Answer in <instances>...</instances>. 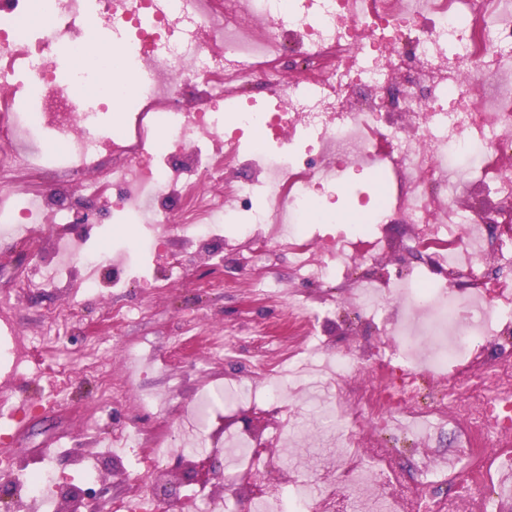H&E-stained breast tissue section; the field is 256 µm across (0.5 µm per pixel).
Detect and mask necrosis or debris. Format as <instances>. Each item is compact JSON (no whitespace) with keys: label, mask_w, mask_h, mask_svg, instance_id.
<instances>
[{"label":"necrosis or debris","mask_w":512,"mask_h":512,"mask_svg":"<svg viewBox=\"0 0 512 512\" xmlns=\"http://www.w3.org/2000/svg\"><path fill=\"white\" fill-rule=\"evenodd\" d=\"M49 20L28 25L32 0H0V239L23 242L31 261L0 250V275L21 288L93 292L136 282L160 290L182 267L183 251H288L296 273L336 285L382 331L378 347L332 351L316 323L330 303L318 298L255 329L277 354L270 371L253 367L223 381L226 411L275 414L272 451L244 430L225 427L212 397L193 400L177 386L144 391L95 368L99 401L90 429L111 427V445L78 456L70 477L51 460L27 466L0 458L13 474L19 506L55 512L67 487L82 500L103 464L121 460L129 477L106 512H159L150 480L187 445L225 460L223 493L189 488L177 512H333L340 492H356L357 512H512V0H46ZM274 20L247 26L245 14ZM127 49L133 105L112 126L99 115L113 103L78 87L94 70L52 80L59 44L86 46L87 16ZM470 78H463V66ZM293 79H285L287 71ZM198 101L186 111L184 94ZM93 170L85 199L135 227L134 254L98 263L93 225L67 227L47 177L66 185ZM359 223L314 217L315 193L335 195L351 172ZM502 202L497 224L457 198L471 187ZM411 232L421 269L358 277L355 267L385 251L392 216ZM74 317L71 305L46 309L50 332L10 335L0 358L34 365L53 385L71 363L44 358ZM330 378L320 411L343 417L337 472L305 480L282 447L305 381ZM138 397L148 426L110 416ZM416 441L404 462L388 438ZM277 491L258 489L265 469Z\"/></svg>","instance_id":"1"}]
</instances>
